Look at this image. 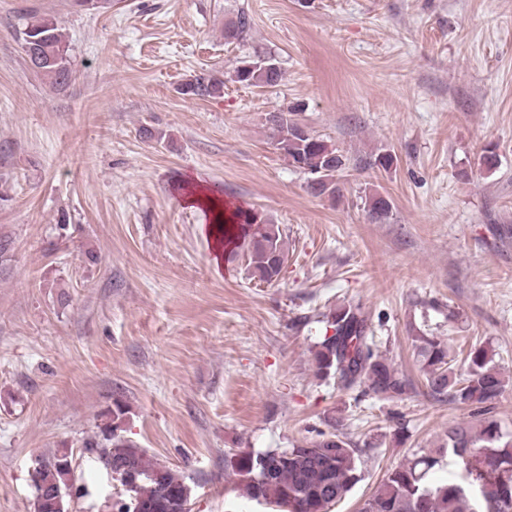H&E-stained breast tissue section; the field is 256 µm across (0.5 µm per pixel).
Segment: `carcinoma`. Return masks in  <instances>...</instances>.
<instances>
[{
	"instance_id": "carcinoma-1",
	"label": "carcinoma",
	"mask_w": 512,
	"mask_h": 512,
	"mask_svg": "<svg viewBox=\"0 0 512 512\" xmlns=\"http://www.w3.org/2000/svg\"><path fill=\"white\" fill-rule=\"evenodd\" d=\"M248 20L240 13L224 26V40L238 41L247 33ZM21 45L37 43L44 56L42 76L54 88L72 78L69 45L58 20L33 16L19 32ZM277 60L258 54L234 70L235 81L266 87L282 76ZM224 92V78L203 72L183 83L179 93L188 97H215ZM280 121L271 127L274 147L295 168L318 183V194L336 197V174L347 168V158L333 145L301 130L295 111H279ZM369 215L385 221L391 212L381 194L368 197ZM216 226L234 249L247 257L252 278L267 284L278 281L288 250L282 229L276 224H258L250 213L235 212L228 219L216 218ZM14 241L0 234V277L11 269ZM325 334L313 352L315 375L334 380L349 389L364 384L386 399H400L414 388L413 380L380 355L370 336L361 307L340 305L324 315ZM414 358L425 386L434 397L449 398L474 408L473 418L448 426L442 444L389 472L381 487L365 503L362 512H512V435L502 432L497 420L486 416L487 407L502 393L505 380L489 346L472 347L467 355V373L459 377L451 365L448 345L422 331L412 336ZM128 409L115 399L102 414L98 431L83 441L96 454L105 470L133 477L131 493L113 504L117 512H132L136 500L149 512H189L191 487L179 471L154 459L128 440L125 431ZM333 430L319 439L291 448L263 452L235 451L224 454V478L256 501L277 512H331L361 480L358 449ZM449 457L462 473L448 471V480L430 484L427 474ZM73 458L66 449L41 457L42 465L30 476L34 488V512H55L45 507L43 497L65 485L68 472L60 465Z\"/></svg>"
}]
</instances>
